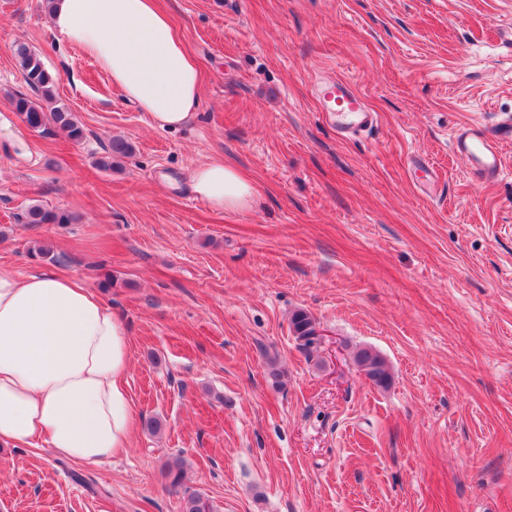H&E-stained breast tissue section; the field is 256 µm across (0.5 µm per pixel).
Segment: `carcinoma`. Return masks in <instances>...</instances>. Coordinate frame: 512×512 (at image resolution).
<instances>
[{"label": "carcinoma", "instance_id": "obj_1", "mask_svg": "<svg viewBox=\"0 0 512 512\" xmlns=\"http://www.w3.org/2000/svg\"><path fill=\"white\" fill-rule=\"evenodd\" d=\"M14 55L23 72L24 81L31 94L15 93L10 97L13 110L24 117L26 124L36 130L53 126L66 133L74 143L84 139L85 130L76 115L65 106L54 105L56 78L45 68L40 57L24 43L14 47ZM132 153V145L124 138L113 137L105 146V154L96 160L97 167L110 169L121 158ZM27 224H73L78 216L69 211H47L38 205L28 207L24 215ZM314 320L304 310L293 312L290 328L302 346L310 348ZM356 364L366 370L373 384L386 389L392 374L386 359L371 348H360L354 354ZM164 471L172 487L182 485L185 478V463L180 457H171L164 463ZM183 512H213L210 500L200 494H189L183 499Z\"/></svg>", "mask_w": 512, "mask_h": 512}]
</instances>
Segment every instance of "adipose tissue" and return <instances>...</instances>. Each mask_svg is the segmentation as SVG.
<instances>
[{"label": "adipose tissue", "instance_id": "ef3b65f1", "mask_svg": "<svg viewBox=\"0 0 512 512\" xmlns=\"http://www.w3.org/2000/svg\"><path fill=\"white\" fill-rule=\"evenodd\" d=\"M50 20L152 126L198 116L201 73L158 0H51ZM192 192L218 211L257 201L256 186L221 161L196 166ZM128 332L76 276L0 268V446L44 443L79 464L111 459L134 427L126 388Z\"/></svg>", "mask_w": 512, "mask_h": 512}]
</instances>
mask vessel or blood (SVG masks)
<instances>
[{
    "instance_id": "b4317fda",
    "label": "vessel or blood",
    "mask_w": 512,
    "mask_h": 512,
    "mask_svg": "<svg viewBox=\"0 0 512 512\" xmlns=\"http://www.w3.org/2000/svg\"><path fill=\"white\" fill-rule=\"evenodd\" d=\"M313 93L326 122L345 139L370 133L377 118L369 109L355 85L339 78L333 82L317 77L312 81ZM512 140V121L489 129L472 123L460 126L451 134L454 152L465 158L469 177L480 184L497 181L503 173L500 146Z\"/></svg>"
}]
</instances>
